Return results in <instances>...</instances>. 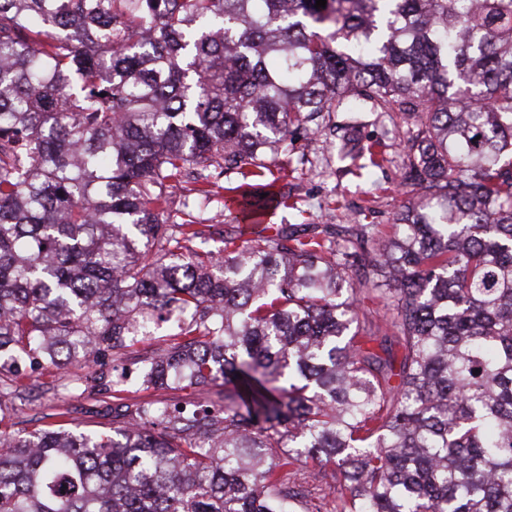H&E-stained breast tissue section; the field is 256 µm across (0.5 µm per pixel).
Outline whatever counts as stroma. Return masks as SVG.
Masks as SVG:
<instances>
[{
  "label": "stroma",
  "instance_id": "1",
  "mask_svg": "<svg viewBox=\"0 0 512 512\" xmlns=\"http://www.w3.org/2000/svg\"><path fill=\"white\" fill-rule=\"evenodd\" d=\"M350 120L349 113L333 112L319 119L320 133L300 136L290 156L292 171L279 177L276 186L285 197L284 205L271 209L263 223L245 224L225 204L224 195L199 204L175 192L171 204L175 221L193 215L198 223L214 225L216 232L209 249L222 248L223 237L241 236L248 240L283 224H361L374 225L380 234L391 231L395 214L407 204L410 193L401 182L406 126L394 124L387 115L364 112L360 115L361 143L380 142V164L364 166L362 159L340 160L331 127ZM62 375L61 370L46 365H31L22 373L27 397L15 401L6 430L26 432L53 423L62 428L106 431L112 426V410L117 404L131 405L150 398L169 404L196 401L197 393L189 387L130 391L122 399L96 394L83 386L70 387L60 397L46 394L45 388Z\"/></svg>",
  "mask_w": 512,
  "mask_h": 512
}]
</instances>
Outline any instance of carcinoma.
Segmentation results:
<instances>
[{"instance_id": "obj_1", "label": "carcinoma", "mask_w": 512, "mask_h": 512, "mask_svg": "<svg viewBox=\"0 0 512 512\" xmlns=\"http://www.w3.org/2000/svg\"><path fill=\"white\" fill-rule=\"evenodd\" d=\"M315 4L0 0V423L26 365L167 323L135 368L48 390L224 386L0 437V512H512V0ZM366 105L412 124L390 237L286 224L214 251L169 223L174 190L261 177ZM374 272L385 322L358 299Z\"/></svg>"}]
</instances>
